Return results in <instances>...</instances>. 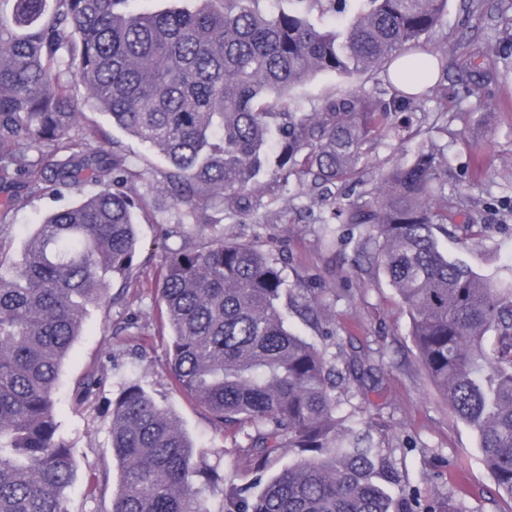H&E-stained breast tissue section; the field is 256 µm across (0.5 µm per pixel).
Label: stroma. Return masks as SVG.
I'll list each match as a JSON object with an SVG mask.
<instances>
[{"label": "stroma", "instance_id": "35a3bbf8", "mask_svg": "<svg viewBox=\"0 0 512 512\" xmlns=\"http://www.w3.org/2000/svg\"><path fill=\"white\" fill-rule=\"evenodd\" d=\"M504 0H482L473 16L463 14L461 0H448L443 27L431 43L447 55L458 45L488 42L497 36ZM497 79L482 98L465 96L461 74L448 70V94L459 97L457 111L443 113L437 100L424 110L389 115L382 131L365 145L357 179L343 184L356 194L372 188L397 165L411 162L421 151L434 149L445 184L444 201L459 221L485 225L481 238L464 230L449 234L443 245L483 275L506 276L512 270V62L488 50ZM385 73L351 79L320 74L296 86L290 104L295 111L313 112L329 95L350 89L383 95ZM88 124L110 131L127 150L128 162L145 177L132 185L145 211L138 216L140 243L138 278L124 285L113 278L111 309L93 308L83 319L80 336L65 360L57 391L62 428L74 446L76 472L68 490L70 512H107L119 483L118 463L109 435L112 398L135 382L157 401L169 405L193 439L197 469H218L235 483L250 482L249 463L238 450L242 434L213 427L209 416L175 387L167 366L169 336L156 295L157 274L164 254L160 239L171 247L197 243L211 226L194 223L186 209L173 205L163 189L165 161L149 146L113 127L93 103H86ZM263 190L258 210L244 212L225 205L217 229L229 241L255 242L279 260L292 295L282 309L289 327L329 355L350 356L372 351L380 370L378 385L368 391L356 383L336 392L340 415L360 428H369L384 455L397 469L403 485L418 489L424 501L451 497L482 512H512V501L494 491L475 433L453 415L446 400L431 385L411 336V319L401 298L383 272L369 267L364 250L355 245L365 226L345 223L336 215L333 198L289 178L278 188L271 172L257 178ZM86 182L62 196L29 197L12 213V228L0 238V260L17 263L26 234L54 209L96 193ZM104 371L103 387L80 402L77 381L88 371ZM104 479L89 492L90 475Z\"/></svg>", "mask_w": 512, "mask_h": 512}]
</instances>
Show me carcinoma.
<instances>
[{
	"label": "carcinoma",
	"mask_w": 512,
	"mask_h": 512,
	"mask_svg": "<svg viewBox=\"0 0 512 512\" xmlns=\"http://www.w3.org/2000/svg\"><path fill=\"white\" fill-rule=\"evenodd\" d=\"M131 2L0 0V234L30 196L99 186L35 225L17 264L0 262V512H69L76 463L55 387L87 308L111 305L108 280L129 283L136 272L127 187L143 172L106 131L83 124L77 88L164 157L169 197L200 219L233 199L260 205L256 177L271 133L275 178L330 193L355 175L382 117L421 105L420 93L393 86L387 99L350 91L310 114L291 111L290 92L313 75L367 74L400 58L407 83L431 79L428 93L447 99L448 59L428 37L448 0H339L335 12L346 18L332 28L311 16L333 0H291L288 11L267 0L154 12ZM456 65L475 90L493 79L479 44L463 47ZM383 183L338 211L376 232L373 263L410 313L431 383L476 433L497 493L512 500V281L439 249L453 213L440 204L437 153L420 152ZM157 291L177 389L215 427L242 431L256 480L286 453L294 462L256 495L229 483L214 510L192 465L196 445L172 409L132 382L112 401L120 478L108 512H475L448 497L423 503L368 431L344 425L336 380L372 376L369 356L340 369L288 328V282L271 254L217 234L170 248ZM103 379H80L81 399Z\"/></svg>",
	"instance_id": "cac0c4a2"
}]
</instances>
